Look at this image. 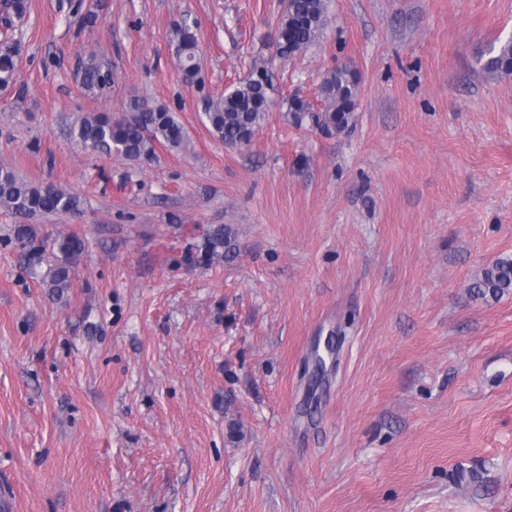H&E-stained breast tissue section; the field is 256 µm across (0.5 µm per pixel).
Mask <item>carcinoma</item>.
<instances>
[{
	"label": "carcinoma",
	"mask_w": 512,
	"mask_h": 512,
	"mask_svg": "<svg viewBox=\"0 0 512 512\" xmlns=\"http://www.w3.org/2000/svg\"><path fill=\"white\" fill-rule=\"evenodd\" d=\"M328 23L327 0H288L278 28L277 54L295 57L312 47ZM197 22L182 20L173 28V43L178 66L185 81L192 84L199 74L200 49ZM489 74H512V41L483 60ZM274 73L265 66H253L249 76L224 95L208 102L204 116L207 129L223 144L240 148L252 136L271 108L276 92ZM76 82L84 89H104L112 83V73L102 68L94 56L83 61ZM359 77L349 65L331 70L319 87L324 101L320 113H311L312 122L322 128H345L351 119L358 94ZM82 147L105 154H116L132 162H145L155 155L156 147L177 149L185 133L176 115L166 107L143 96L130 99L118 116L93 115L82 118L73 128ZM0 208L14 215L35 213L75 214L82 211L81 197L55 184L33 185L21 179L10 167L0 165ZM208 250L224 260L237 253V233L230 225L217 227L206 238ZM53 247L62 260L49 270V287L61 291L70 287L71 264L82 252L83 241L75 234H59ZM477 296L494 297L512 290V258H501L486 269L472 285Z\"/></svg>",
	"instance_id": "cac0c4a2"
}]
</instances>
